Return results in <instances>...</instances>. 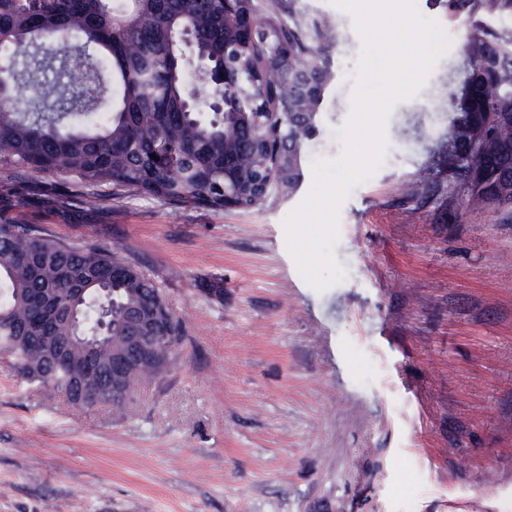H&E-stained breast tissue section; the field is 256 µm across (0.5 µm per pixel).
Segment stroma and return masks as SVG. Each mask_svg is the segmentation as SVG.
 Here are the masks:
<instances>
[{"mask_svg": "<svg viewBox=\"0 0 512 512\" xmlns=\"http://www.w3.org/2000/svg\"><path fill=\"white\" fill-rule=\"evenodd\" d=\"M451 45L386 122L381 167L339 209L345 277L299 274L284 221L301 188L248 211L99 190L0 168V220L119 249L183 341L137 414L66 408L0 359V512H512V209L448 186L451 95L466 23L415 0ZM330 22L337 77L310 158H340L362 49ZM420 182L428 193L411 200Z\"/></svg>", "mask_w": 512, "mask_h": 512, "instance_id": "1", "label": "stroma"}]
</instances>
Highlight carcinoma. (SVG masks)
<instances>
[{
	"mask_svg": "<svg viewBox=\"0 0 512 512\" xmlns=\"http://www.w3.org/2000/svg\"><path fill=\"white\" fill-rule=\"evenodd\" d=\"M300 0H246L230 30L224 0H0V167L24 178L59 173L81 195L112 186L167 202L248 210L301 186L308 142L334 79L331 25ZM448 17L470 26L469 69L452 97L448 186L474 204L512 201V0H447ZM192 32L196 56L227 65L236 87L209 92L221 111L202 119L173 43ZM84 60L95 94L70 74ZM288 62V80L306 87L283 111L265 72ZM157 159H152L151 154ZM159 288L117 250L66 242L31 224L0 222V357L65 405L86 406L76 385L95 373L112 380L127 351L125 313ZM171 347L122 374L107 395L115 418L135 413V391L165 376L182 339L166 311Z\"/></svg>",
	"mask_w": 512,
	"mask_h": 512,
	"instance_id": "1",
	"label": "carcinoma"
}]
</instances>
